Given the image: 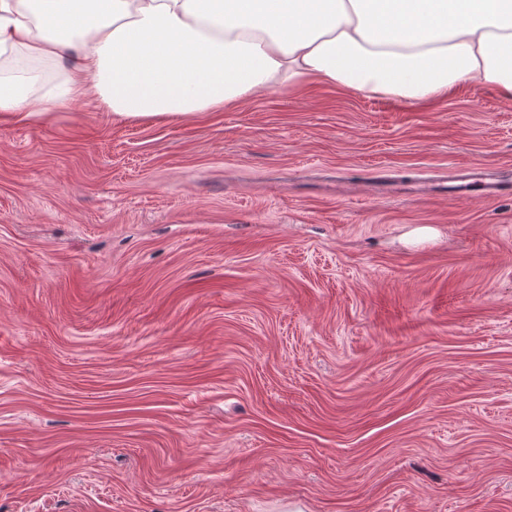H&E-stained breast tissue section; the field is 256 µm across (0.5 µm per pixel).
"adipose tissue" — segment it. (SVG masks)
<instances>
[{
    "instance_id": "adipose-tissue-1",
    "label": "adipose tissue",
    "mask_w": 512,
    "mask_h": 512,
    "mask_svg": "<svg viewBox=\"0 0 512 512\" xmlns=\"http://www.w3.org/2000/svg\"><path fill=\"white\" fill-rule=\"evenodd\" d=\"M62 77L41 92L39 62ZM419 101L479 79L512 100V0H0V114L93 99L192 118L310 78Z\"/></svg>"
}]
</instances>
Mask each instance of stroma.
<instances>
[{"instance_id":"35a3bbf8","label":"stroma","mask_w":512,"mask_h":512,"mask_svg":"<svg viewBox=\"0 0 512 512\" xmlns=\"http://www.w3.org/2000/svg\"><path fill=\"white\" fill-rule=\"evenodd\" d=\"M0 512H512V102L0 117ZM481 171H473L469 173L467 181L460 184L457 191L462 195H473L478 192V196L494 197L501 191L500 184L488 178H482Z\"/></svg>"}]
</instances>
